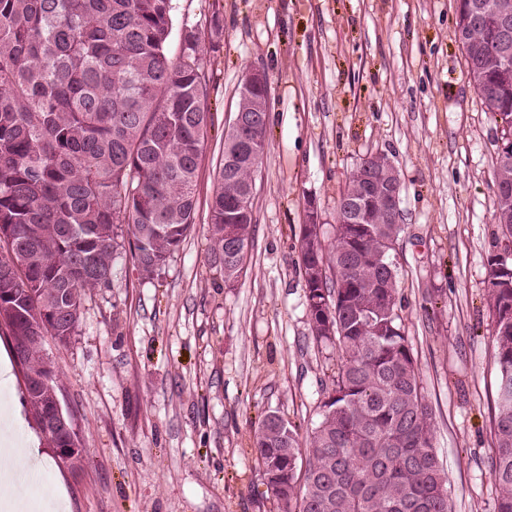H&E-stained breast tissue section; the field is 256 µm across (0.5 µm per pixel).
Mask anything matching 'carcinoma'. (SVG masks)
<instances>
[{
  "label": "carcinoma",
  "mask_w": 512,
  "mask_h": 512,
  "mask_svg": "<svg viewBox=\"0 0 512 512\" xmlns=\"http://www.w3.org/2000/svg\"><path fill=\"white\" fill-rule=\"evenodd\" d=\"M172 0H0V325L14 342L27 401L52 418L37 388L53 367L42 340L73 335L83 293L109 283L118 229L127 226L138 274L159 275L195 224L198 160L212 115L209 77L192 29L172 59ZM470 82L512 142V64H489L496 27L466 31ZM211 204L208 262L235 281L253 221L224 223V204L253 180L251 160L224 140ZM494 221L512 241V212ZM403 227L363 201L360 224H338L324 249L300 226V264L313 344L340 365L307 439L277 412L253 447L280 512H451L433 446V412L398 320L390 255ZM241 253L229 257L227 237ZM497 371L492 475L495 512H512V262L487 259ZM54 448L78 434L48 432Z\"/></svg>",
  "instance_id": "cac0c4a2"
}]
</instances>
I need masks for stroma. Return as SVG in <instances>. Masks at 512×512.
Listing matches in <instances>:
<instances>
[{"mask_svg":"<svg viewBox=\"0 0 512 512\" xmlns=\"http://www.w3.org/2000/svg\"><path fill=\"white\" fill-rule=\"evenodd\" d=\"M196 30L213 122L200 157L196 221L154 279L128 248L108 284L87 289L76 332L44 337L80 466L62 463L25 403L0 328V405L35 437L37 490L65 512H279L252 448L270 410L314 428L334 351H318L300 269L307 197L331 241L336 201L369 153L402 180L392 254L398 313L434 413L433 444L453 512H494L492 318L486 306L493 163L501 129L467 77L454 0H173ZM269 81L267 146L255 174L253 240L235 284L207 260L210 203L240 80Z\"/></svg>","mask_w":512,"mask_h":512,"instance_id":"obj_1","label":"stroma"}]
</instances>
